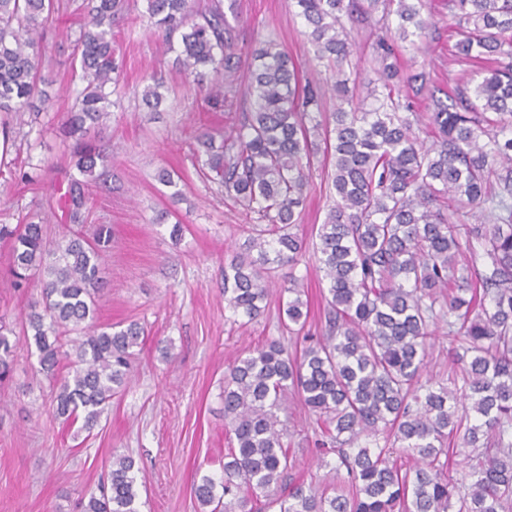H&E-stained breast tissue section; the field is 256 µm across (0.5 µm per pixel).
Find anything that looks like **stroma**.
I'll list each match as a JSON object with an SVG mask.
<instances>
[{
	"mask_svg": "<svg viewBox=\"0 0 512 512\" xmlns=\"http://www.w3.org/2000/svg\"><path fill=\"white\" fill-rule=\"evenodd\" d=\"M228 21L241 49L235 76L245 88L253 54L268 44L286 52L303 76L324 81L328 72L313 58L304 28L290 0H232ZM145 0H136L118 37L123 90L110 107L103 136L110 156L108 184L90 189L89 224L112 227L105 283L98 300V320L145 329L124 387L90 432L68 427L49 411L52 385L36 373V355L20 349L10 378L0 383V512H77L86 493L105 480L113 454L131 456L142 502L141 512H197L193 485L201 476H224V371L236 353L281 337L277 296L255 320L234 315L224 300V264L239 251L249 225L242 208L217 185L203 181L189 153L193 131L229 126L249 111L239 98L236 111L206 102L190 90L174 53H163L157 32L142 15ZM436 23L426 53L401 45L403 74L424 69L436 83L466 81L449 48L456 20L448 0H427ZM71 44L49 34L43 44L44 73L52 96L48 111L26 113L25 125L0 150V225H16L30 211H40L52 233L63 231L66 215L46 185L72 169L70 143L56 126L74 104L77 82L71 79ZM162 77L170 89L161 111H149L139 95L143 75ZM325 159L310 163L307 202L295 228L310 236L322 224L329 200L320 188ZM24 169L33 182L15 180ZM178 177L176 187L160 183L159 169ZM180 189L182 200L171 197ZM295 277L309 292L312 333L325 319L320 291L326 283L314 257L292 268L280 267L271 286ZM37 289L11 288L7 247L0 243V321L18 324ZM279 416L290 420L289 452L298 474L323 485L335 483L331 468L318 465L316 437L302 429L297 400L284 402Z\"/></svg>",
	"mask_w": 512,
	"mask_h": 512,
	"instance_id": "1",
	"label": "stroma"
}]
</instances>
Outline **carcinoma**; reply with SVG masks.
Returning <instances> with one entry per match:
<instances>
[{
  "mask_svg": "<svg viewBox=\"0 0 512 512\" xmlns=\"http://www.w3.org/2000/svg\"><path fill=\"white\" fill-rule=\"evenodd\" d=\"M292 3L315 58L331 73L336 111L322 112V88L302 82L289 56L269 46L250 71V111L217 136L194 135L190 150L203 177L262 223L224 263L227 306L250 320L265 310L274 267L305 257L306 241L293 232L309 186L305 160L320 149L329 156L333 203L315 227L328 283L325 332L306 330L308 300L288 276L279 291L281 327L302 349L271 339L228 366L223 493L204 475L194 496L209 512H512V0H448L458 25L453 61L487 66L432 97L430 145L399 85L418 93L430 75L401 78L386 37L425 45L433 23L422 0H364V13L379 16L385 29L370 103L355 95L350 70L344 18H353L355 0ZM79 10L78 29L65 32L74 36L72 68L84 88L59 125L73 141L79 173L63 194L72 225L53 239L34 213L13 229L1 225L0 239L11 242L14 286L40 289L23 334L40 372L54 380L52 414L90 430L125 383L145 331L135 322L96 323L112 229L83 230L88 185L107 159L98 127L119 83L114 29L124 23L125 0H82ZM56 11L55 0H0L5 139L23 113L48 102L41 48ZM146 15L204 99L234 107L239 60L223 0H146ZM166 91L153 77L142 102L156 110ZM440 324L454 351L451 388L425 377ZM18 346L0 325V380L13 371ZM63 362L68 372L59 379ZM289 395L320 430V459L336 456L329 490L288 474L278 411ZM363 437L373 446L358 445ZM398 449L415 464L392 459ZM452 452L465 463L460 482L448 474ZM134 467L131 457L112 455L105 484L81 512H139Z\"/></svg>",
  "mask_w": 512,
  "mask_h": 512,
  "instance_id": "cac0c4a2",
  "label": "carcinoma"
}]
</instances>
